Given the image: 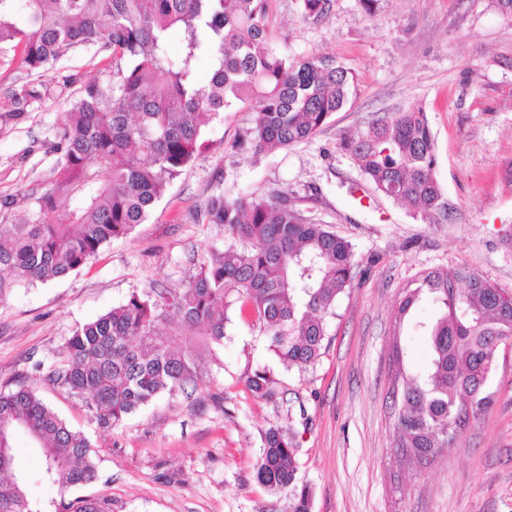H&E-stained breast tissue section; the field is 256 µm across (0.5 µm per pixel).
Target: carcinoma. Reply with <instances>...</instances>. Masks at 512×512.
<instances>
[{"label":"carcinoma","instance_id":"obj_1","mask_svg":"<svg viewBox=\"0 0 512 512\" xmlns=\"http://www.w3.org/2000/svg\"><path fill=\"white\" fill-rule=\"evenodd\" d=\"M320 18L330 0H302ZM178 36L172 50V36ZM93 45L112 55V79L81 83L55 144L57 177L27 196L25 218L0 224V272L15 283H45L76 272L104 246L144 223L171 182L198 156L207 117L254 110L240 145L260 154L315 136L356 94V76L333 57L297 61L273 47L265 0H0V49L23 48L21 63L42 80L13 93L30 105L75 83L43 80L71 51ZM212 68L205 83L199 62ZM373 189L431 216L444 208L434 169L435 143L420 109L378 117L344 138ZM221 224L224 250L183 288L150 287L75 329L46 379L82 398L102 428L123 423L165 393L195 389L201 351L224 342L229 311H247L287 371L322 355L336 302L357 277L352 244L302 216L284 195L219 193L196 213ZM423 298L438 306L414 321ZM426 340L429 362L409 373L394 342L391 395L395 447L415 459L453 448L471 404L492 398L482 383L495 368L493 344L512 336V295L459 268L431 271L403 292L394 313ZM199 336H185V328ZM252 396L275 401L278 382L266 369L246 379ZM24 431L39 451L43 477L60 494L31 500L16 469L13 439ZM96 450L25 385L0 389V512H108L107 503L71 491L97 479ZM294 436L262 434L259 484L288 492V512H312L297 489Z\"/></svg>","mask_w":512,"mask_h":512}]
</instances>
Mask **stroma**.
Segmentation results:
<instances>
[{
	"instance_id": "35a3bbf8",
	"label": "stroma",
	"mask_w": 512,
	"mask_h": 512,
	"mask_svg": "<svg viewBox=\"0 0 512 512\" xmlns=\"http://www.w3.org/2000/svg\"><path fill=\"white\" fill-rule=\"evenodd\" d=\"M279 51L303 60L335 57L358 78L351 102L312 139L261 155L241 147L250 110L224 112L203 128L205 148L167 188L144 224L112 241L94 263L66 277L0 290V388H34L98 450L88 495L109 512H286V494L256 479L263 432L280 426L297 443L298 487L312 512H512V344L499 351L491 408L467 425L432 466L398 464L389 392L393 310L424 273L467 267L512 294V18L495 0H331L318 19L301 0H266ZM108 82L112 62L93 48L62 60L67 75ZM0 55V224L15 223L24 195L50 188L53 150L70 93L16 111L13 92L30 81ZM422 109L434 136L445 213L430 217L366 192L342 139L386 112ZM283 194L300 213L349 240L363 273L336 305L320 359L284 370L249 318L231 310L224 343L201 355L192 394L165 395L122 424L98 427L84 402L46 381L37 364L57 360L73 331L133 291L184 287L226 237L193 219L221 193ZM266 368L284 398L245 386ZM14 455L32 499L57 498L41 477L25 433Z\"/></svg>"
}]
</instances>
